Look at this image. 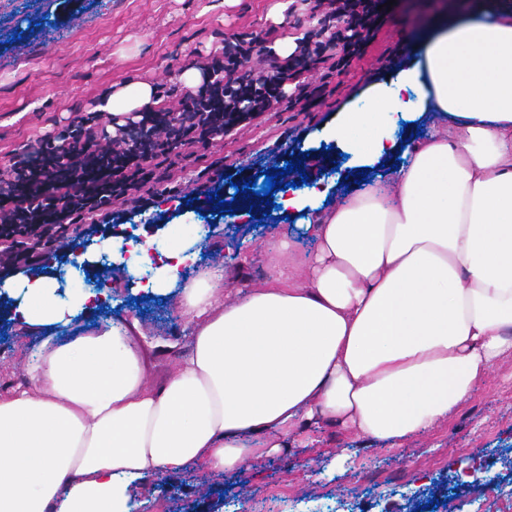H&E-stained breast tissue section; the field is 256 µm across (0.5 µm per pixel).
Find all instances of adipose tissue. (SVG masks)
<instances>
[{
  "label": "adipose tissue",
  "instance_id": "1",
  "mask_svg": "<svg viewBox=\"0 0 512 512\" xmlns=\"http://www.w3.org/2000/svg\"><path fill=\"white\" fill-rule=\"evenodd\" d=\"M390 87L370 86L330 133L361 166L396 153L406 166L329 212L316 188L280 192L278 223L297 219L317 247L307 268L280 260L262 287L227 303L217 275L182 279L201 224L107 244L151 294L175 295L190 344L153 388L137 320L115 317L74 340L56 331L99 294L44 275L0 284L20 326L45 332L30 390L0 397V512H128L130 491L199 464L222 473L312 423H341L403 443L468 400L512 349V10L442 30ZM130 80L105 94L115 115L158 105ZM435 115L401 146L395 116ZM458 127L449 137V127Z\"/></svg>",
  "mask_w": 512,
  "mask_h": 512
}]
</instances>
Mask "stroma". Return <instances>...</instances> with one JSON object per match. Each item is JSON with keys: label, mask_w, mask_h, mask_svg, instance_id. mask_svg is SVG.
Here are the masks:
<instances>
[{"label": "stroma", "mask_w": 512, "mask_h": 512, "mask_svg": "<svg viewBox=\"0 0 512 512\" xmlns=\"http://www.w3.org/2000/svg\"><path fill=\"white\" fill-rule=\"evenodd\" d=\"M512 0H395L365 54L334 75L332 92L303 112L273 106L237 125L223 138L197 143L190 157L173 156L170 180L156 185L148 215L125 214L118 222L82 225L59 249L61 265L83 258L90 280L105 284L108 300L71 329L65 341L112 315L137 318L150 353L148 383L173 370L189 346L188 326L174 299L142 291L138 275L118 263L102 264L105 240L133 229L141 239L165 225L192 221L210 232L183 277L219 263L218 301L241 288L262 285L278 257L272 236L293 242L296 260L307 261L315 242L295 225L272 223V205L258 196L247 219L217 211L263 171L298 164L309 181L331 184V205L362 190L366 179L350 155L339 154L328 129L344 108L357 104L371 85H390L407 57L442 28L477 11H499ZM316 19L295 0H0V169L12 154L57 135L80 112L95 111L104 93L136 78L157 85L180 83L185 70L206 68L225 41L247 34L271 48L284 39L301 45ZM43 339L10 318L0 304V396L28 385L26 370ZM276 454L253 457L247 468L216 473L193 465L164 480L151 479L130 492V512H407L411 501L456 500L455 512H475L476 487L487 480L512 488V352L504 354L474 395L433 428L403 444L366 439L340 425L321 423ZM497 456L496 473L478 471ZM473 468L475 484L458 487L455 473Z\"/></svg>", "instance_id": "35a3bbf8"}]
</instances>
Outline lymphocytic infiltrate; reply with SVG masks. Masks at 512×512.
Instances as JSON below:
<instances>
[{"instance_id": "lymphocytic-infiltrate-1", "label": "lymphocytic infiltrate", "mask_w": 512, "mask_h": 512, "mask_svg": "<svg viewBox=\"0 0 512 512\" xmlns=\"http://www.w3.org/2000/svg\"><path fill=\"white\" fill-rule=\"evenodd\" d=\"M382 3L366 0L359 5L343 0L326 19L344 23V44H337L332 35L316 40L315 54L342 49L338 61L342 68L363 55L381 24ZM246 43V36H239L232 54L213 56L189 109L170 117L164 129L155 127V113L142 115L149 136L141 142L139 154L129 152L125 137L104 138L98 128L99 113L87 112L56 137L43 140L36 154L14 157L8 177H0V269L48 264L55 257L51 240L66 238L76 224L112 223L115 203L130 202L138 209L146 206V197L130 198V191L150 183L156 171L165 168L172 149L193 147L198 130L208 123L200 115L201 104L223 107L229 90L253 99L261 112L266 100L282 95L292 106L324 96L325 85H312L295 61L286 64L269 57L268 73L261 79L238 69L237 61L248 57ZM288 82L293 85L289 93L283 90Z\"/></svg>"}]
</instances>
